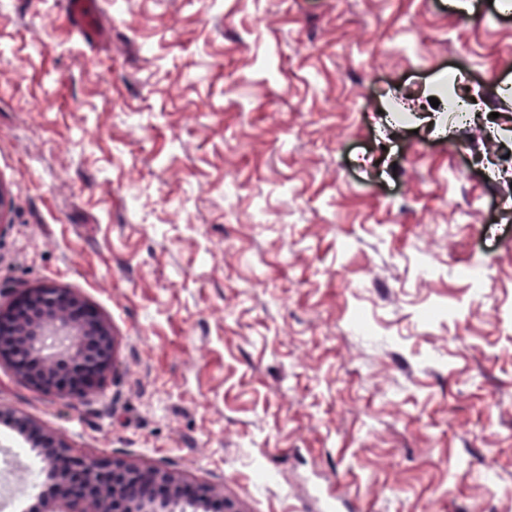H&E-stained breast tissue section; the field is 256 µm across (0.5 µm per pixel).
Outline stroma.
Returning <instances> with one entry per match:
<instances>
[{"instance_id": "35a3bbf8", "label": "stroma", "mask_w": 512, "mask_h": 512, "mask_svg": "<svg viewBox=\"0 0 512 512\" xmlns=\"http://www.w3.org/2000/svg\"><path fill=\"white\" fill-rule=\"evenodd\" d=\"M104 9L90 50L0 0V313L58 288L115 343L82 393L0 368V413L218 512H512V7Z\"/></svg>"}]
</instances>
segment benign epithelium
Wrapping results in <instances>:
<instances>
[{
  "mask_svg": "<svg viewBox=\"0 0 512 512\" xmlns=\"http://www.w3.org/2000/svg\"><path fill=\"white\" fill-rule=\"evenodd\" d=\"M0 361L46 392L91 388L114 362V341L98 315L75 295L39 288L0 322ZM37 449L63 493L41 512H99L106 492L118 490L127 512H173L174 503L201 512L211 489L172 480L156 470L121 462L88 461L54 442Z\"/></svg>",
  "mask_w": 512,
  "mask_h": 512,
  "instance_id": "1",
  "label": "benign epithelium"
}]
</instances>
